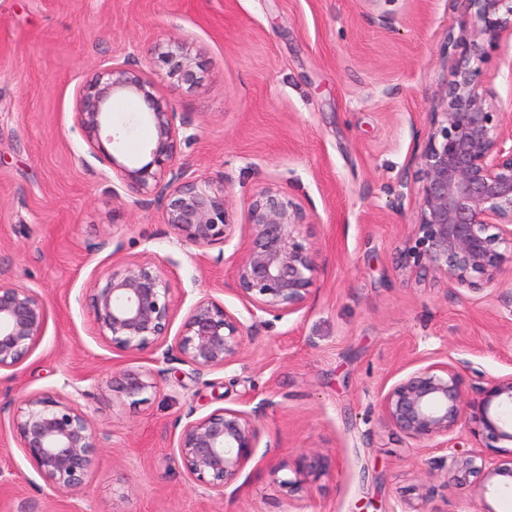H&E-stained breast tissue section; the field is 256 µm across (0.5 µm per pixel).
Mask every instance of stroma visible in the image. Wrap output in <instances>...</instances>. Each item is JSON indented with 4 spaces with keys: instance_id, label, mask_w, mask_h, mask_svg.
<instances>
[{
    "instance_id": "35a3bbf8",
    "label": "stroma",
    "mask_w": 512,
    "mask_h": 512,
    "mask_svg": "<svg viewBox=\"0 0 512 512\" xmlns=\"http://www.w3.org/2000/svg\"><path fill=\"white\" fill-rule=\"evenodd\" d=\"M471 28L452 0H0V277L35 289L49 314L32 354L0 373V395L73 398L110 436L83 490L49 496L0 423L10 482L0 512H512L479 478L431 470L438 450L415 446L380 408L382 392L426 361L468 360V399L512 374V313L500 300L511 256L463 300L397 265L414 205L396 207L389 189L441 101L449 34ZM172 32L206 64L197 88L161 85L178 111L207 117L180 162L199 177L232 174L236 223L266 182L312 208L315 277L307 308L260 329L241 361L203 382L181 366L146 402L121 405L113 374L151 355L96 334L84 293L113 263L101 240L126 257L172 258L182 308L205 294L243 308L226 288L233 246L179 242L159 210L113 204L112 173L88 163L75 124L92 69L128 55L157 67L152 49ZM480 68L512 109V53L492 50ZM251 397L276 403L261 446L237 491L207 497L169 458L176 423ZM309 448L332 459L316 480L294 468ZM283 479L301 484L294 498Z\"/></svg>"
}]
</instances>
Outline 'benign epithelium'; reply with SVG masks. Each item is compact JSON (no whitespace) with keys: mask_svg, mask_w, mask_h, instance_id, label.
<instances>
[{"mask_svg":"<svg viewBox=\"0 0 512 512\" xmlns=\"http://www.w3.org/2000/svg\"><path fill=\"white\" fill-rule=\"evenodd\" d=\"M472 31L448 36L453 50L441 110L428 115L424 139L411 168L391 188L397 207L416 202L409 243L401 266L429 273L471 290L497 270L503 249L512 251V119L500 112L497 92L478 80L473 61L486 48L512 41V0H464ZM153 51L173 83L195 88L201 68L187 38L172 34ZM139 99L138 116L152 135L139 159L119 162L107 145L120 141L114 128L112 100ZM75 120L83 131L87 154L112 169V198L135 195L140 210L155 207L177 240L198 247L219 246L211 257L224 262L223 247L241 231L246 244L235 246L230 290L247 315L227 309L210 295L189 308L179 330L171 334L174 284L164 261L123 258L119 268L98 276L88 299L98 337L112 349L135 355L150 351L152 368H126L112 378V398L131 405L147 400L167 380L168 365L191 368L193 377L223 370L240 360L246 342L269 321L304 310L314 284L315 246L307 231L314 211L275 183L256 186L244 217L233 222L232 176L199 178L179 162L181 146L197 137L202 121L180 112L162 94L160 82L134 56L100 65L78 92ZM48 307L35 290L0 279V371L14 370L40 343ZM466 361L432 362L409 372L381 395L386 420L416 444L444 451L433 461L438 469L483 473V489L512 493V466H474L456 453L458 429L477 420L475 435L485 442L512 444V375L479 388L466 401L462 373ZM250 409L219 408L197 417L189 410L181 423L170 459L211 498L224 497L253 460L260 442L259 423L276 403L246 401ZM8 419L25 456L44 488L52 494L74 493L85 485L94 460L109 439L86 411L62 396L31 395L20 401L0 398V420ZM331 459L307 450L297 471L319 476Z\"/></svg>","mask_w":512,"mask_h":512,"instance_id":"1","label":"benign epithelium"}]
</instances>
